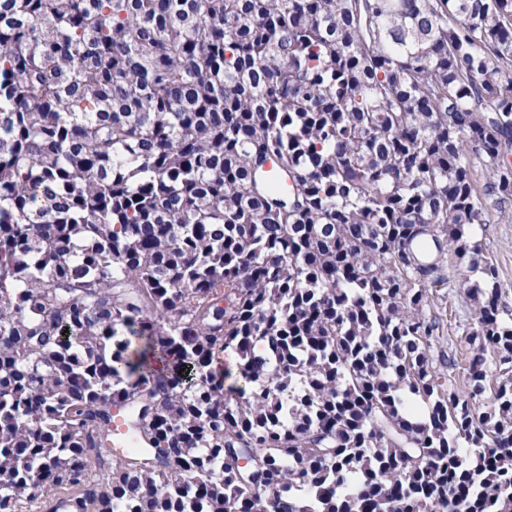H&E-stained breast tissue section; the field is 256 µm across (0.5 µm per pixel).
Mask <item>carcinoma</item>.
I'll use <instances>...</instances> for the list:
<instances>
[{
    "label": "carcinoma",
    "instance_id": "obj_1",
    "mask_svg": "<svg viewBox=\"0 0 512 512\" xmlns=\"http://www.w3.org/2000/svg\"><path fill=\"white\" fill-rule=\"evenodd\" d=\"M511 153L512 0H0V512H512ZM460 266L481 412L430 357ZM485 219L477 229L476 239L480 241L486 256L495 263L500 288L497 298L500 311L512 313V203L500 207L493 197L486 200Z\"/></svg>",
    "mask_w": 512,
    "mask_h": 512
}]
</instances>
